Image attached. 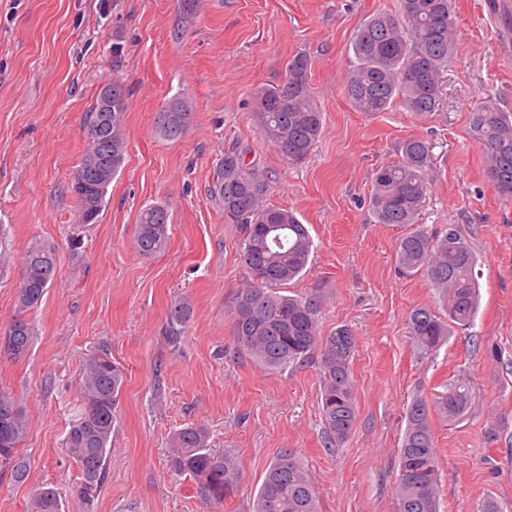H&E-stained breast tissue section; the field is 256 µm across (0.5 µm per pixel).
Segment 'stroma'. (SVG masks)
I'll return each instance as SVG.
<instances>
[{
  "label": "stroma",
  "mask_w": 512,
  "mask_h": 512,
  "mask_svg": "<svg viewBox=\"0 0 512 512\" xmlns=\"http://www.w3.org/2000/svg\"><path fill=\"white\" fill-rule=\"evenodd\" d=\"M455 2L457 57L436 112L420 117L396 104L370 118L345 94L350 40L373 14L399 13L400 0H198L191 18L183 0H0V238L11 256L0 267V333L18 314L29 242L59 252L54 281L26 313L33 346L16 360L0 356V388L27 421L19 453L29 467L21 485L0 476V512H27L42 486L60 494L62 512H252L285 448L310 471L318 512H396L406 408L459 378L467 408L451 420L431 415L440 512H480L488 497L512 512V199L489 181L472 126L487 101L512 113V0ZM299 52L324 129L292 166L260 138L251 99L281 83ZM115 77L129 91L126 162L97 223L81 226L70 188L86 149L84 118ZM174 100L191 113L175 142L154 124ZM413 136L432 144L419 226L458 225L478 258L477 315L433 351L413 345L406 318L434 305L435 291L421 275H398L403 230L372 223L366 207L374 173ZM234 146L268 174V204L295 210L312 236L308 269L285 293L319 298L322 335L345 327L355 338L358 418L341 447L323 443L314 365L269 372L235 351L228 303L246 275L241 233L212 193ZM155 202L170 206V238L163 253L143 257L137 219ZM182 302L192 316L172 344L167 319ZM101 344L125 381L104 478L87 502L73 493L80 470L62 441L84 360ZM190 424L236 459L241 481L224 502L170 467L172 433Z\"/></svg>",
  "instance_id": "1"
}]
</instances>
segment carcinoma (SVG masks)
Masks as SVG:
<instances>
[{"mask_svg":"<svg viewBox=\"0 0 512 512\" xmlns=\"http://www.w3.org/2000/svg\"><path fill=\"white\" fill-rule=\"evenodd\" d=\"M351 49L354 64L347 72V98L357 112L375 116L397 100L418 115L436 111L441 79L456 55L453 0H401L400 13H377L356 30ZM309 60L296 54L288 60L285 80L255 92L254 112L260 137L291 164L304 162L323 131V113L311 100ZM112 86L120 97L107 106L97 95L84 123L87 150L71 183L80 224H89V211L99 217L108 189L125 160L124 132L127 90L117 79ZM191 113L174 100L155 117V128L165 139L177 141L190 124ZM476 135L485 148L487 174L497 192L512 198V114L491 103L473 116ZM401 160L379 168L373 176L369 212L373 223L407 227L395 246V263L401 274L420 273L439 294L443 313L427 306L412 309L407 333L420 350H434L447 339L450 326L466 327L478 307L476 255L456 224L429 233L414 229L422 203L431 190L428 168L431 144L410 137L401 145ZM247 150L224 152L213 194L224 216L240 226V262L247 277L232 296L230 315L236 351L251 357L268 371L290 365L317 364L322 381L321 416L325 444L333 448L352 432L357 421L351 364L355 338L341 328L329 336L319 330L321 306L316 297L289 296L281 287L307 269L313 239L296 212L266 204L269 177L246 162ZM169 206L154 203L140 211L135 249L152 257L162 253L169 240ZM55 246L35 240L25 251L18 285L17 315L0 336V347L15 358L24 356L36 336L34 324L22 312L38 306L55 278ZM191 317L183 304L170 318V338L182 336ZM123 368L100 347L84 361L80 384V410L64 439V446L81 472L78 496L96 491L112 451ZM470 400L464 382L448 384L447 391L429 404L412 399L406 409V428L398 451V474L393 484L397 512H439L441 471L430 426L435 410L453 417ZM27 421L8 393L0 391V455L9 453L11 468L0 473L16 483L27 481V463L18 446ZM171 469L195 480L209 498L221 502L240 481L234 456L217 453L207 430L195 424L176 430L171 437ZM318 496L307 469L292 453L276 456L258 491L255 512H318ZM29 512H61L54 489L42 487L30 502Z\"/></svg>","mask_w":512,"mask_h":512,"instance_id":"1","label":"carcinoma"}]
</instances>
